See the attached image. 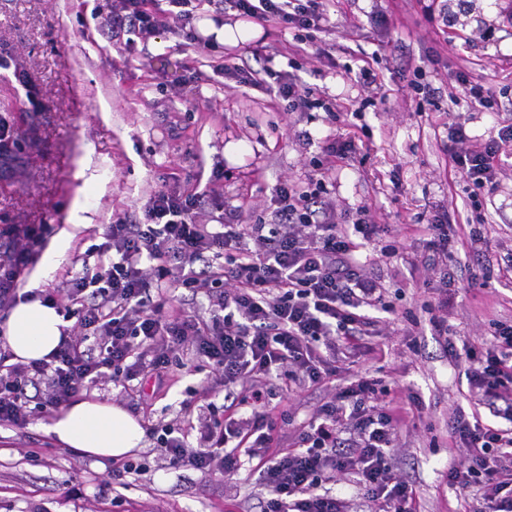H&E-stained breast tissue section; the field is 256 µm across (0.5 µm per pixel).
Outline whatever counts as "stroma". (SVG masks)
Listing matches in <instances>:
<instances>
[{
	"label": "stroma",
	"instance_id": "35a3bbf8",
	"mask_svg": "<svg viewBox=\"0 0 512 512\" xmlns=\"http://www.w3.org/2000/svg\"><path fill=\"white\" fill-rule=\"evenodd\" d=\"M112 0H0V115L14 133L18 160L0 178V251L15 229L53 225L48 244L63 243L57 268H31L25 287H61L68 268L101 243L103 225L120 217L141 220L154 191L205 193L202 224L237 210L269 217L279 185L301 182L327 159L334 141L355 154L336 160L323 195L337 220L352 224L368 203L375 223L391 225L403 250L374 271L395 308L384 335L367 339L342 373L382 379L398 401L417 397L422 413L408 421L393 448L399 474L416 489L422 512H468L482 485L462 496L448 486V419L478 415L504 426L488 408H474L463 374L421 314L418 348L410 350L401 310L419 309L431 296L420 262V226L433 216L448 225V250L458 262L450 288L449 338L488 337L490 322L512 318V141L496 158L493 191L474 193L445 149L454 114L472 141L497 138L512 123V0H323L326 33L300 39L297 29L260 26L256 39L235 46L188 37L174 29L116 45L101 22ZM262 55H253V48ZM294 75L335 113L317 108L289 113L269 89L263 68ZM252 73L253 84L223 72ZM374 82L365 84L361 73ZM489 88V111L471 99L451 102L459 76ZM433 93L421 101L415 81ZM481 213L483 258L470 251L467 219ZM487 276L485 287H469ZM192 355L171 366L164 380H135L127 390L97 385L91 396L122 405L142 427L188 425L196 413L183 404L206 378ZM328 388L293 386L272 404L294 414L275 441L285 448L294 426L306 424ZM36 414L24 429L0 427V512H260L265 491L251 464L233 479L168 469L145 436L133 461L143 474L123 472L121 461L96 463L57 445ZM80 490L69 493L71 480Z\"/></svg>",
	"mask_w": 512,
	"mask_h": 512
}]
</instances>
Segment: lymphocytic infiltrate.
Wrapping results in <instances>:
<instances>
[{
  "label": "lymphocytic infiltrate",
  "mask_w": 512,
  "mask_h": 512,
  "mask_svg": "<svg viewBox=\"0 0 512 512\" xmlns=\"http://www.w3.org/2000/svg\"><path fill=\"white\" fill-rule=\"evenodd\" d=\"M231 2L259 22L292 24L307 40L320 31L319 0H117L108 19L112 39L153 34L178 24L190 26L198 10ZM512 140V124L499 137L466 145L461 122L450 127V158L475 189L492 184L499 143ZM324 183L283 184L273 199L274 223L200 224L201 198L192 192L160 190L143 206L137 224L116 219L106 225L96 264L67 272L66 317L77 333L63 337L50 359L12 361L0 352V426L28 425L32 393L48 412L103 381L123 387L144 376L162 377L175 351L191 347L231 400L223 413L210 414L196 443L164 427L157 450L170 468H191L234 476L242 461L254 462L268 491L261 512H349L347 499L321 492L323 481L352 474L375 512H419L413 487L397 475L390 455L417 400L394 402L378 396L376 382L361 377L340 386L315 411L291 447L271 450L273 435L290 425L288 412L272 416L268 383L286 379L322 386L342 371L341 348L382 335L375 309L389 310L386 290L375 273L358 261L352 238L389 237L374 223L367 205L356 209L354 225L341 224L325 209ZM51 225L24 229L14 248L0 257V306L17 303L19 286ZM429 253L423 264L437 272L435 300L422 304L435 335L448 352V226L441 217L427 223ZM390 239V237H389ZM397 239L381 247L380 260L396 256ZM204 294L211 317L203 322L169 310L165 279ZM468 391L474 407L500 400L512 413V320L498 321L490 338L465 347ZM448 437L465 450L466 460L449 461V485L466 489L482 483L486 492L471 512H512V432L457 413L448 419Z\"/></svg>",
  "instance_id": "obj_1"
}]
</instances>
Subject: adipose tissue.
I'll return each mask as SVG.
<instances>
[{
    "label": "adipose tissue",
    "instance_id": "ef3b65f1",
    "mask_svg": "<svg viewBox=\"0 0 512 512\" xmlns=\"http://www.w3.org/2000/svg\"><path fill=\"white\" fill-rule=\"evenodd\" d=\"M66 327L56 308L37 299L20 301L0 323V342L16 359H43L57 349ZM45 431L57 444L97 459L125 457L143 439L141 425L123 406L91 398L69 402Z\"/></svg>",
    "mask_w": 512,
    "mask_h": 512
}]
</instances>
